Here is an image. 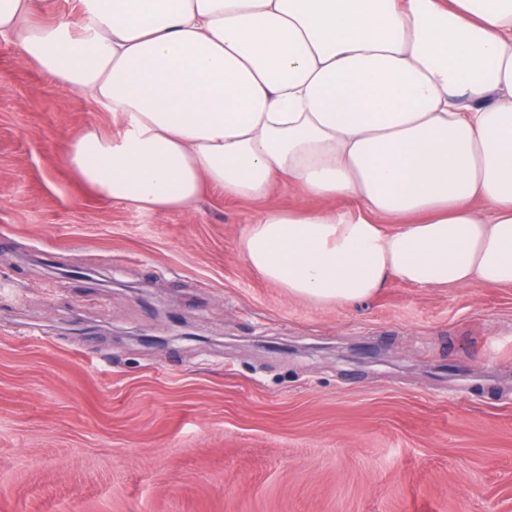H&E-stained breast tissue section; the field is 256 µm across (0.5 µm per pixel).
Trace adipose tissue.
<instances>
[{"mask_svg":"<svg viewBox=\"0 0 512 512\" xmlns=\"http://www.w3.org/2000/svg\"><path fill=\"white\" fill-rule=\"evenodd\" d=\"M41 4L0 0V37L121 116L64 156L101 197L178 210L283 180L355 201L262 212L241 240L317 304L512 286V0H82L37 25Z\"/></svg>","mask_w":512,"mask_h":512,"instance_id":"ef3b65f1","label":"adipose tissue"}]
</instances>
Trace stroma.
Instances as JSON below:
<instances>
[{
	"instance_id": "obj_1",
	"label": "stroma",
	"mask_w": 512,
	"mask_h": 512,
	"mask_svg": "<svg viewBox=\"0 0 512 512\" xmlns=\"http://www.w3.org/2000/svg\"><path fill=\"white\" fill-rule=\"evenodd\" d=\"M118 117L0 38V512H512V286L289 297L260 202L103 199Z\"/></svg>"
}]
</instances>
